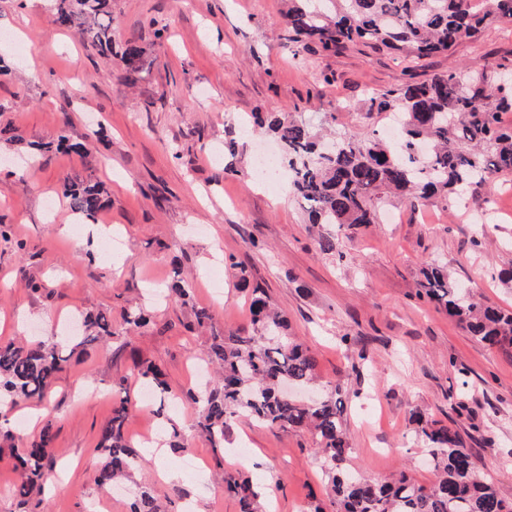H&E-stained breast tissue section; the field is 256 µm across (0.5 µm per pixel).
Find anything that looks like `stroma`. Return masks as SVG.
<instances>
[{
  "instance_id": "obj_1",
  "label": "stroma",
  "mask_w": 512,
  "mask_h": 512,
  "mask_svg": "<svg viewBox=\"0 0 512 512\" xmlns=\"http://www.w3.org/2000/svg\"><path fill=\"white\" fill-rule=\"evenodd\" d=\"M285 9L284 0H114L116 43L135 34L145 49L143 71L128 77L76 32L54 27L47 0H0V128L8 133L0 157L27 158L0 171V342L13 339L20 314L25 335L39 340L61 341L64 318L81 312L109 313L114 331L76 351L53 386L47 512H126V493H100L93 481L113 382L126 380L138 394L134 364L146 360L165 370L172 393L194 387L191 363L202 361L211 333L247 322L256 284L313 353L321 382L341 387L358 475L403 471L430 483L410 419L417 411L458 429L487 479L512 500V355L476 342L418 296L420 271L433 261L476 298L512 311V286L499 278L512 268V176L419 209L384 201L377 224L309 223L287 179L254 178L255 152L282 150L271 134L244 130V119L277 113L360 134L370 92L404 77L389 54L368 48L293 58ZM481 55L511 66L512 28L492 25L479 41L428 59L417 76ZM62 132L86 154L38 155V144ZM90 169L107 201L98 223L80 225L63 179ZM111 236L119 246L104 250ZM323 236L334 237L335 252L320 253ZM219 269L217 302L209 276ZM176 274L190 304L154 303ZM32 281L41 292L29 291ZM134 305L152 326L127 331L123 311ZM195 306L208 307L212 321L190 332ZM168 413L185 450L146 455L133 474L168 512H239L224 473L269 485L265 512H313L318 504L337 512L309 435L236 421L219 464L196 429L194 406L182 401ZM192 456L205 466L207 486L185 467ZM169 467L180 480L160 479Z\"/></svg>"
}]
</instances>
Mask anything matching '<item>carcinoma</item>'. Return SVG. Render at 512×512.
I'll return each mask as SVG.
<instances>
[{
	"instance_id": "carcinoma-1",
	"label": "carcinoma",
	"mask_w": 512,
	"mask_h": 512,
	"mask_svg": "<svg viewBox=\"0 0 512 512\" xmlns=\"http://www.w3.org/2000/svg\"><path fill=\"white\" fill-rule=\"evenodd\" d=\"M284 14L294 54L335 53L354 45L397 54L409 81L370 94L368 119L399 109L402 132L390 142L371 132L338 136L336 150L324 154L323 137L304 121L286 116L257 117L280 142L288 158V180L312 224L357 226L377 221V204L391 193L410 207L432 198L448 200L474 186L512 174V125L500 115L512 112V75L486 57L468 66L435 74L423 81L414 73L424 59L453 50L461 41L478 38L484 29L512 23V0H287ZM51 21L61 29L79 27L83 41L112 58V0H51ZM144 48L137 38L124 41L119 63L126 74L139 72ZM68 208L83 224H95L105 205L101 182L88 176L64 178ZM419 296L455 318L476 341L512 355V312L485 305L449 279L437 266L421 271ZM250 323L224 336H213L209 360L218 370L214 386L187 392L197 406V428L213 451L224 452L231 422H258L286 431H308L315 457L328 478V489L341 512H512L486 480L460 432L436 422L416 419L418 436L427 445L434 472L429 485L401 474L390 481L359 477L346 466L351 448L341 410V389L306 403L282 393L286 382L298 388L316 384V360L289 332L287 318L273 307L264 289L249 298ZM84 331L72 346L53 341L0 343V406H49L56 374L80 347L114 336L106 313L81 316ZM139 378L158 403L162 415L169 402L163 370L148 361L136 364ZM121 397L100 429L97 450L102 464L95 483L109 490L140 467L126 426L132 400L123 381L114 384ZM55 439L53 418L46 415L38 438L26 445L20 431L0 423V447L11 450L18 479L13 495L25 512H43L40 493ZM240 512H262L265 497L258 482L246 475L224 478ZM130 512H161L154 491L138 487Z\"/></svg>"
}]
</instances>
